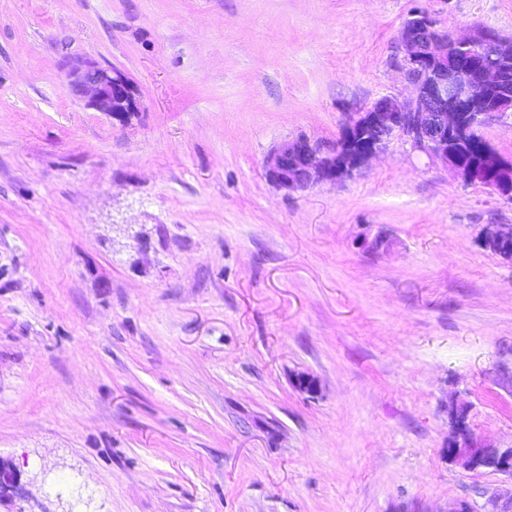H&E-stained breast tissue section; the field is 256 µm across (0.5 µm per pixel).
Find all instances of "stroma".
I'll use <instances>...</instances> for the list:
<instances>
[{"label": "stroma", "mask_w": 512, "mask_h": 512, "mask_svg": "<svg viewBox=\"0 0 512 512\" xmlns=\"http://www.w3.org/2000/svg\"><path fill=\"white\" fill-rule=\"evenodd\" d=\"M512 41V0H0V512H448V403L512 444V201L400 140L272 184L408 101L413 8ZM123 71L138 112L65 91ZM307 374L315 392L297 385ZM66 92L97 112L110 115L138 112L136 89L120 70L93 59L72 66L65 84ZM482 246L496 256L511 260L512 224H494V229L483 237Z\"/></svg>", "instance_id": "stroma-1"}]
</instances>
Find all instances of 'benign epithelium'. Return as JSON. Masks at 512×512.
<instances>
[{
	"label": "benign epithelium",
	"instance_id": "obj_1",
	"mask_svg": "<svg viewBox=\"0 0 512 512\" xmlns=\"http://www.w3.org/2000/svg\"><path fill=\"white\" fill-rule=\"evenodd\" d=\"M404 79L413 98L402 104L382 97L344 124V138L332 151L306 137L287 141L266 160L271 183L285 189H304L336 182L383 153L394 137L410 143L432 161L449 168L464 182L512 196V162L490 146L485 164L464 165L448 155V139L461 140L488 121L512 112V42L477 27L464 37L439 30L429 12L409 14L398 36ZM66 92L97 112L128 115L138 111L136 89L120 70L93 59L72 66ZM482 246L492 254L512 259V224H496ZM451 433L448 461L467 471L486 470L512 478V446L495 447L469 429L464 405H448Z\"/></svg>",
	"mask_w": 512,
	"mask_h": 512
}]
</instances>
